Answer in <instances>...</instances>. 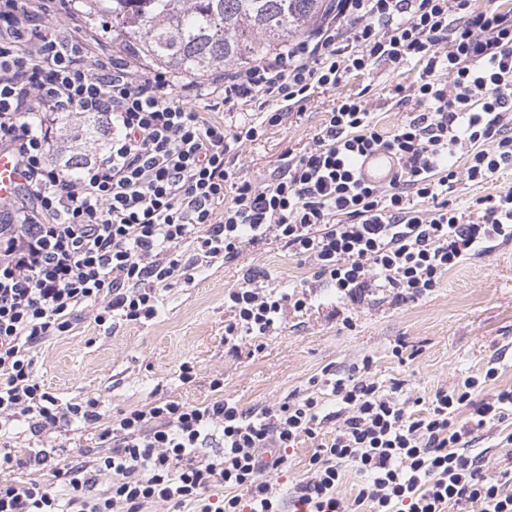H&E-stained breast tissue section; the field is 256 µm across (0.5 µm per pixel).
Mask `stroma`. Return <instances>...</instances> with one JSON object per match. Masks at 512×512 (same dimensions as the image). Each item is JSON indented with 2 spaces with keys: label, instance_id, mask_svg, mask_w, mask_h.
Wrapping results in <instances>:
<instances>
[{
  "label": "stroma",
  "instance_id": "35a3bbf8",
  "mask_svg": "<svg viewBox=\"0 0 512 512\" xmlns=\"http://www.w3.org/2000/svg\"><path fill=\"white\" fill-rule=\"evenodd\" d=\"M419 72L413 65L394 72L382 63L348 86L325 90L314 105L244 144L233 170L245 180L272 172L284 153L311 143L326 110L351 90L367 89L381 129L392 130L406 110L390 102L391 87L411 84ZM250 269L282 286L310 276L280 243H258L236 261L193 269L191 283L162 289L154 320L100 325L93 310L84 311L69 333L37 348L39 381L65 402L101 399L115 416L154 396L200 404L211 399L210 382L218 376L225 398L244 408L270 407L306 389L325 366L345 372L366 357L375 381H402L413 397L431 398L491 364L498 385H512V240L491 242L419 301L398 304L388 293H376L353 310L349 327L336 315L334 291L314 288L311 309L289 317L282 332L262 338L259 346L243 344L233 355L224 345V291ZM399 341L404 347L397 358L392 348ZM186 362L196 373L187 384L179 379Z\"/></svg>",
  "mask_w": 512,
  "mask_h": 512
}]
</instances>
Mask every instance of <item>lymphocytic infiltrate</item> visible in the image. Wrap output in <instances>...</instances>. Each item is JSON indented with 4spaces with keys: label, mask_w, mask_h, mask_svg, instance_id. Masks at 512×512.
I'll use <instances>...</instances> for the list:
<instances>
[{
    "label": "lymphocytic infiltrate",
    "mask_w": 512,
    "mask_h": 512,
    "mask_svg": "<svg viewBox=\"0 0 512 512\" xmlns=\"http://www.w3.org/2000/svg\"><path fill=\"white\" fill-rule=\"evenodd\" d=\"M65 22H58V15ZM450 50H442V43ZM419 62L418 81L394 85L412 105L382 131L365 91L327 113L311 145L253 180L229 166L244 143L304 110L318 90L347 84L386 63ZM251 119L226 125L223 112ZM103 118L112 143L71 169L57 161L59 118ZM386 149L398 160L385 185L357 165ZM17 160L25 186L0 202V512H143L151 502L192 512H283L272 474L300 437L315 440L310 475L296 484L301 512H512V465L486 473L473 448L481 431L512 413V386L496 368L433 398L404 395L401 382L323 368L311 389L275 407L246 411L211 382V401L154 399L109 418L102 401L59 402L40 384L35 350L69 332L85 310L98 323L153 319L158 292L195 264L235 260L263 239L307 264L314 284L342 304L374 291L397 303L431 294L443 274L497 239L512 240V188L477 197L459 212L458 182L482 185L512 171V10L473 0H332L320 24L287 48L202 83L135 65L82 27L69 0H0V150ZM464 157L456 169V157ZM310 294L273 287L247 271L224 291V343L285 325ZM426 406L416 415L417 406ZM26 422L37 444L18 449ZM334 435L321 440L327 423ZM97 432L100 452L52 459L63 428ZM221 434L222 454H202ZM52 467L55 481L5 479L15 468ZM362 478L352 497L346 468ZM109 478L101 491L98 476ZM221 497H212L216 485Z\"/></svg>",
    "instance_id": "obj_1"
}]
</instances>
